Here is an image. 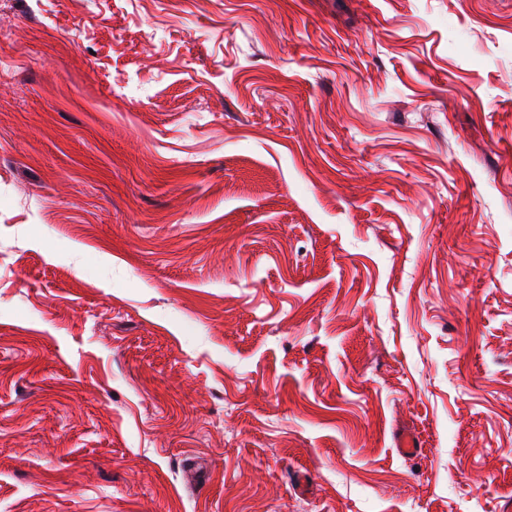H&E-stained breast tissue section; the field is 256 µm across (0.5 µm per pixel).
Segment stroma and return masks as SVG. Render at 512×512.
Returning a JSON list of instances; mask_svg holds the SVG:
<instances>
[{
    "instance_id": "obj_1",
    "label": "stroma",
    "mask_w": 512,
    "mask_h": 512,
    "mask_svg": "<svg viewBox=\"0 0 512 512\" xmlns=\"http://www.w3.org/2000/svg\"><path fill=\"white\" fill-rule=\"evenodd\" d=\"M0 512H512V0H0Z\"/></svg>"
}]
</instances>
